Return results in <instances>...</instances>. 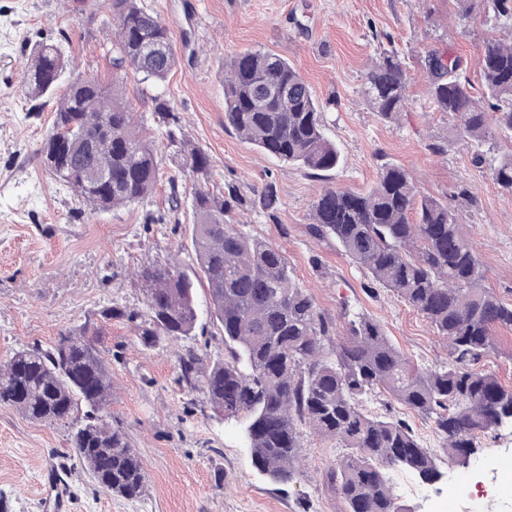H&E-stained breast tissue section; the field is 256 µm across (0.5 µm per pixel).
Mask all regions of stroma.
Wrapping results in <instances>:
<instances>
[{
    "label": "stroma",
    "mask_w": 512,
    "mask_h": 512,
    "mask_svg": "<svg viewBox=\"0 0 512 512\" xmlns=\"http://www.w3.org/2000/svg\"><path fill=\"white\" fill-rule=\"evenodd\" d=\"M169 24L178 65L158 84L140 82L112 67L107 0L84 8L80 0H0V363L17 349L53 345L63 330L98 320L102 310H143L135 272L147 263L188 265L193 255L196 189L238 185L245 194L268 180L280 189L276 220L248 211L238 219L250 234L278 246L297 281L326 313L342 306L376 319L414 362L437 365L448 344L427 321L390 291L367 289L360 268L336 248L310 237L313 206L330 186L369 188L381 163L410 171L422 194L445 200L462 216L486 272L484 285L512 302V196L495 183L489 165L457 136L452 115L435 109L428 93L426 55L460 58L464 74L480 86L477 58L486 38L508 35L512 25L476 8L460 16L458 0H139ZM51 40L72 57L77 71L108 84L144 121L155 144L159 180L146 202L90 213L72 191L52 180L39 150L51 128L55 101L28 100L27 59ZM246 50L276 53L294 65L323 104L326 134L343 164L317 176L260 154L224 126V65ZM401 58L412 77L409 104L390 123L363 94L365 75L384 51ZM180 117L183 137L210 161L208 179L179 167L175 147L153 112L154 96ZM442 145L433 153L432 145ZM468 188L470 198L458 197ZM183 206L179 223L150 224L147 214L169 208L171 190ZM198 323L178 344L143 349L120 319L104 323L97 338L112 378V421L130 435L147 476L143 496L127 500L95 490L88 474L67 468V430L0 407V501L8 512H49L45 491L65 471L67 512H345L324 475L343 450L338 442L304 433L306 477L272 484L255 471L242 425L224 419L200 393L177 381L178 357L196 350L205 365L223 360L224 342L197 291ZM367 411L406 421L429 448L443 441L431 420L383 395ZM434 483L407 487L411 473L393 469L399 498L421 512H512V429L483 438L467 466L441 465Z\"/></svg>",
    "instance_id": "35a3bbf8"
}]
</instances>
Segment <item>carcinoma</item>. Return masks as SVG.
<instances>
[{
	"label": "carcinoma",
	"instance_id": "obj_1",
	"mask_svg": "<svg viewBox=\"0 0 512 512\" xmlns=\"http://www.w3.org/2000/svg\"><path fill=\"white\" fill-rule=\"evenodd\" d=\"M495 16L512 20V0H484ZM112 67H135L144 82H162L177 66L169 26L138 0H112ZM477 65L482 89L462 76V61L436 51L427 57L429 96L453 114L462 139L480 150L494 134L512 135V42L484 41ZM75 69L56 43L42 42L26 67L27 97H56L52 128L70 133L64 151L43 141L45 171L73 190L91 211L145 202L158 181L157 155L135 112L117 86L80 74L63 93L64 74ZM410 75L394 52H384L366 74L364 96L381 119L395 121L407 107ZM154 112L182 166L209 175L204 152L181 138L170 103L153 99ZM224 126L260 152L315 172L342 164L325 134V112L298 70L278 54L250 50L235 55L224 74ZM492 175L512 195V154L493 159ZM277 183L254 196L227 183L218 193L199 189L194 217L193 271L181 265L140 270L145 310L106 308L100 318H123L149 350L189 338L198 312L196 284L209 296L210 317L224 340V361L201 368V355L180 356L178 382L200 392L226 419H244L251 463L266 480L305 478L301 426L339 441L345 453L325 473L345 512H406L387 473L411 472L425 481L441 477L439 454L424 447L405 421L364 408L383 393L433 420L448 461L465 466L489 431L512 426V386L470 364L499 348L495 332L512 329V304L483 287L485 271L458 214L420 193L414 177L394 163L381 165L366 192L324 189L308 233L332 240L370 278L421 314L448 342V359L414 363L373 317L342 307L331 317L297 282L273 243L245 233L237 213L261 210L276 220ZM100 329L90 322L62 331L47 349L21 348L0 365V406L40 422L69 426L68 444L102 491L140 498L147 477L125 430L112 425L107 407L112 380L96 347Z\"/></svg>",
	"mask_w": 512,
	"mask_h": 512
}]
</instances>
